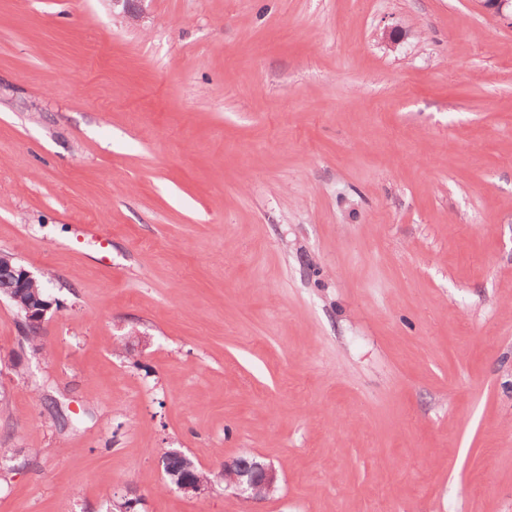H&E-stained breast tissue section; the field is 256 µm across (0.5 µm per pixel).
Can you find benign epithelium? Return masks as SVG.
Segmentation results:
<instances>
[{
  "label": "benign epithelium",
  "mask_w": 512,
  "mask_h": 512,
  "mask_svg": "<svg viewBox=\"0 0 512 512\" xmlns=\"http://www.w3.org/2000/svg\"><path fill=\"white\" fill-rule=\"evenodd\" d=\"M0 267L10 270L13 275L14 290L7 296V300L16 310L23 335H42L47 315L56 305V299L41 296L37 289L41 276L27 266L15 262L12 256L1 253ZM165 454L185 460L184 471H166L171 478L173 490L196 498H206L215 491L214 478L196 472L198 466L185 453L171 449L165 451ZM217 477L224 482V490L246 502L266 501L279 488L275 466L251 454L224 461ZM140 501L136 490L130 488L120 499L112 501V504L119 507V512H135Z\"/></svg>",
  "instance_id": "obj_1"
}]
</instances>
